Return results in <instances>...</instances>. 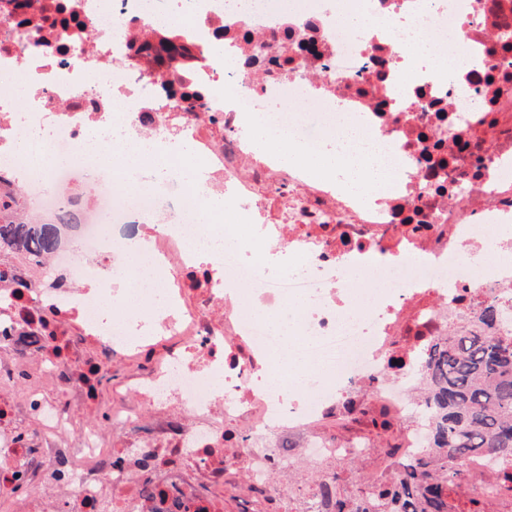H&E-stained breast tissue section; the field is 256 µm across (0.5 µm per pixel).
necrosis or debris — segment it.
Returning <instances> with one entry per match:
<instances>
[{
    "instance_id": "obj_1",
    "label": "necrosis or debris",
    "mask_w": 512,
    "mask_h": 512,
    "mask_svg": "<svg viewBox=\"0 0 512 512\" xmlns=\"http://www.w3.org/2000/svg\"><path fill=\"white\" fill-rule=\"evenodd\" d=\"M243 2L0 0V199L21 192L37 222L78 216L50 262L62 283L33 287L38 269L23 260L4 268L0 369L23 352L60 393H0V498L15 512H224L228 495L262 512H324L312 491L289 507L271 476L336 459L390 475L394 457L370 455L375 443L406 457L429 446L410 375L429 339L491 301L512 334V264L474 260L490 225L512 223V0H348L373 18L356 30L332 22L340 0ZM165 17L201 54L196 69L156 64L149 21ZM419 32L462 66L439 73L417 52ZM217 47L235 67L217 64ZM185 88L203 92L206 111H185ZM304 96L321 112L315 135L292 110ZM254 115L305 147L365 121L394 179L369 203L257 155L241 134ZM136 138L165 152L167 177L129 194L93 167ZM184 140L191 155L170 152ZM188 168L205 174L204 193L183 179ZM80 180L91 200L73 192ZM211 196L247 212L264 264L208 250L198 221ZM141 243L144 268L127 278ZM387 255L384 291L356 309L347 283ZM17 281L28 287L16 298ZM90 283L147 304L114 320L88 299ZM277 317L301 331V361L282 357ZM116 358L144 361L133 396L106 400L110 432L75 430L90 378ZM22 404L39 421L29 437L15 428Z\"/></svg>"
}]
</instances>
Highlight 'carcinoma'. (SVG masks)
I'll list each match as a JSON object with an SVG mask.
<instances>
[{"label": "carcinoma", "mask_w": 512, "mask_h": 512, "mask_svg": "<svg viewBox=\"0 0 512 512\" xmlns=\"http://www.w3.org/2000/svg\"><path fill=\"white\" fill-rule=\"evenodd\" d=\"M181 35L163 33L172 74L195 62L192 49L179 43ZM61 246L57 224H14L0 220V263L23 253L43 262ZM500 308L494 302L475 313L462 329L435 338L422 359L423 410L429 420L433 452L398 459L393 479L367 487L355 486L342 496L335 479L320 482V499L336 503V512H452L454 490L471 481L463 464L488 453L512 462V335L499 336Z\"/></svg>", "instance_id": "1"}]
</instances>
